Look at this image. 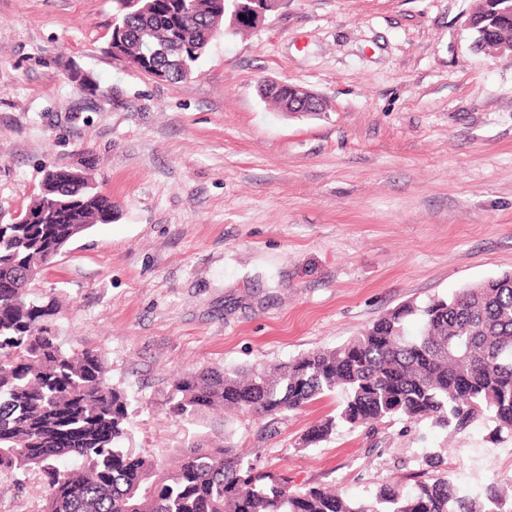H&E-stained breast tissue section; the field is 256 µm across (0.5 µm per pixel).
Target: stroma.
<instances>
[{
	"mask_svg": "<svg viewBox=\"0 0 512 512\" xmlns=\"http://www.w3.org/2000/svg\"><path fill=\"white\" fill-rule=\"evenodd\" d=\"M473 0H279L212 38L193 75L113 58L117 0H0V222L47 169L88 167L112 221L55 257L30 293L64 349L101 353L134 396L123 447L171 461L232 430L295 488L353 498L447 456L475 489L512 475L491 423L338 427L335 395L279 420L170 415L181 372L285 363L386 312L512 275V57L477 51ZM96 76L107 99L75 83ZM265 80L321 96L319 115L262 99ZM40 475L0 474V512H41Z\"/></svg>",
	"mask_w": 512,
	"mask_h": 512,
	"instance_id": "1",
	"label": "stroma"
}]
</instances>
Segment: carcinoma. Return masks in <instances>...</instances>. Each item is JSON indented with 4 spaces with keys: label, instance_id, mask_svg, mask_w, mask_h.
<instances>
[{
    "label": "carcinoma",
    "instance_id": "1",
    "mask_svg": "<svg viewBox=\"0 0 512 512\" xmlns=\"http://www.w3.org/2000/svg\"><path fill=\"white\" fill-rule=\"evenodd\" d=\"M232 0H142L115 22L119 47L143 72L188 78L224 25ZM473 27L478 49L512 45V0H489ZM61 193L29 209L41 224H0V472L38 473L43 512H512V481L471 490L448 475V459L426 457L423 477L352 499L330 486L295 490L257 466L260 449L194 441L168 469L120 445L131 397L107 379L102 355L57 342L51 311L27 298L50 261L95 224L112 222V200L82 170L54 168ZM340 394L336 413L312 425L302 447L339 425L374 428L392 418L429 420L458 432L478 419L512 438V275L394 309L334 348L273 368L207 369L174 379L169 412L193 418L213 408L288 417ZM62 459L72 462L62 470Z\"/></svg>",
    "mask_w": 512,
    "mask_h": 512
}]
</instances>
